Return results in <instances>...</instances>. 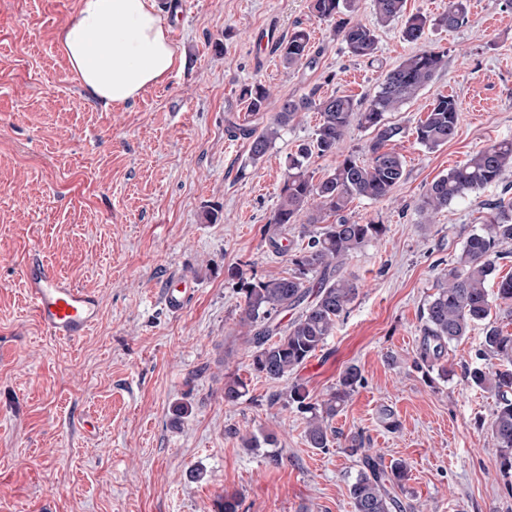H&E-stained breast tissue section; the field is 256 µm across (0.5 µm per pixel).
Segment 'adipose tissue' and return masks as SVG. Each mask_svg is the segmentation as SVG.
Segmentation results:
<instances>
[{"mask_svg": "<svg viewBox=\"0 0 512 512\" xmlns=\"http://www.w3.org/2000/svg\"><path fill=\"white\" fill-rule=\"evenodd\" d=\"M57 41L88 97L108 106L161 84L182 62L153 0H78Z\"/></svg>", "mask_w": 512, "mask_h": 512, "instance_id": "ef3b65f1", "label": "adipose tissue"}]
</instances>
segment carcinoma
<instances>
[{"label": "carcinoma", "mask_w": 512, "mask_h": 512, "mask_svg": "<svg viewBox=\"0 0 512 512\" xmlns=\"http://www.w3.org/2000/svg\"><path fill=\"white\" fill-rule=\"evenodd\" d=\"M356 2L313 0L312 10L319 20L334 23L333 36L350 54L372 62L378 52L377 36L374 29L352 18ZM371 2L378 22H402V37L413 44L424 40L431 25L455 30L469 20L468 0H448V11L434 20L420 13L405 15L406 0ZM274 50L287 68L313 69L318 64L319 54L312 51L310 34L304 28L277 41ZM446 64L444 53L422 48L386 70L378 90L368 99L340 94L320 98L313 92L283 100L260 131L240 128L249 140V162L256 164L299 113L314 109L320 114L311 140L288 156L281 202L269 218V223L278 228L296 224L310 205L308 223L320 225V230L313 232L306 247L288 253L293 272L287 277L253 282L241 269H229V276L240 281L244 298L240 325L254 348L252 369L270 381L291 380L286 391L288 404L306 415L304 437L312 448L329 447L333 436L330 420L362 384L358 366L349 365L327 397L315 401L306 385L292 378L333 335L359 294V283L342 274L341 266L385 231L384 225L373 221L359 224L351 220L347 215L349 204L356 197L385 199L401 182L403 161L390 143L402 138L404 129L386 121L385 115L416 97ZM269 98V89L259 82L242 91L246 111L251 115L267 111ZM459 112L460 104L454 96L437 95L425 118L415 126L417 143L428 150L447 144L456 134ZM354 125L373 134L366 160L339 151ZM315 154L339 157L333 171L317 181L309 171L310 158ZM508 167H512V139L484 146L433 180L416 209L424 217L440 212L455 199L498 182ZM490 210L489 219L470 231L459 254L441 270L436 292L423 304L415 365L418 369L436 368L442 378L454 375L443 363L448 346L467 336L474 325L485 323L476 363L465 368L464 377L468 384L496 397L491 438L499 452L500 470L508 478L512 477V333L489 321V317L497 302H512V276L499 279L493 295L487 283L496 278L500 261L507 257L504 246L512 243V202L502 200ZM288 310H296L298 315L282 330L278 317ZM246 390L243 379L227 380L224 402L237 403ZM344 448L350 455L359 456L362 463L349 485L354 512H407L409 505L400 493L409 480L408 463L395 460L384 465L379 455L365 447L359 432L344 439Z\"/></svg>", "instance_id": "1"}]
</instances>
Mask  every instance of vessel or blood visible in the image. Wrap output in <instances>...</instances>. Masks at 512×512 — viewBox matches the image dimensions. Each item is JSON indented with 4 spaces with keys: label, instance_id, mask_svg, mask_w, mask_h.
I'll return each mask as SVG.
<instances>
[{
    "label": "vessel or blood",
    "instance_id": "b4317fda",
    "mask_svg": "<svg viewBox=\"0 0 512 512\" xmlns=\"http://www.w3.org/2000/svg\"><path fill=\"white\" fill-rule=\"evenodd\" d=\"M24 278L31 309L50 335L74 341L87 334L100 312L96 293L74 286L36 260L27 265ZM194 293L192 280L175 275L165 283L161 298L169 312L179 314Z\"/></svg>",
    "mask_w": 512,
    "mask_h": 512
}]
</instances>
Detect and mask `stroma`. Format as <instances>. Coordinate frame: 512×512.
Wrapping results in <instances>:
<instances>
[{"instance_id":"stroma-1","label":"stroma","mask_w":512,"mask_h":512,"mask_svg":"<svg viewBox=\"0 0 512 512\" xmlns=\"http://www.w3.org/2000/svg\"><path fill=\"white\" fill-rule=\"evenodd\" d=\"M77 6L0 0V512H219L227 494L240 512H353L357 458L335 444L309 447L287 381L252 371L240 284L227 274L290 273L269 245L268 220L287 158L319 114L300 113L255 165L234 128L266 123L247 112L246 85L270 88L272 113L313 90L366 99L415 44L400 23L378 25L370 0H358L355 17L376 30L374 63L334 40L310 0H189L185 18L169 19L182 66L107 107L83 92L57 46ZM298 27L320 53L315 68H285L271 50ZM426 42L446 53V67L387 115L405 130L394 144L405 178L389 198L350 206L353 220L385 232L344 264L359 294L297 376L319 399L347 366L360 368L362 385L331 425L362 433L384 461L410 464L403 499L413 512H512L487 430L494 396L458 372L444 380L414 365L440 270L512 190L511 167L431 223L415 209L434 179L512 138V9L470 0L467 26L429 29ZM439 94L458 99L459 123L448 144L428 150L413 131ZM35 259L99 296L86 336H49L35 318L23 278ZM172 274L196 288L177 316L161 299ZM229 376L247 383L234 405L224 401ZM179 404L189 412L178 420ZM383 407L397 429L380 423ZM268 435L273 450L245 444Z\"/></svg>"}]
</instances>
